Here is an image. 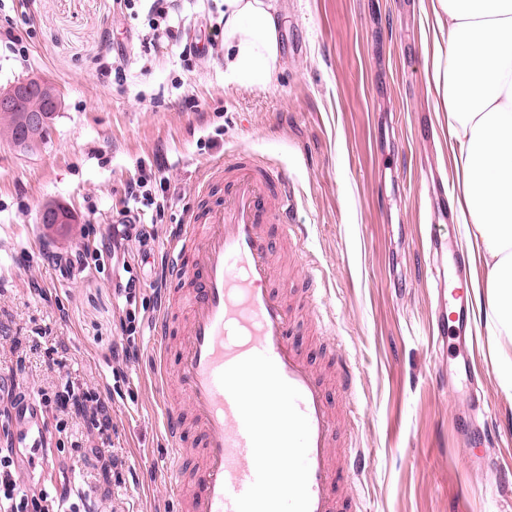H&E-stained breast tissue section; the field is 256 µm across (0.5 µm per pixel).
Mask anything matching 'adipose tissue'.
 <instances>
[{"mask_svg": "<svg viewBox=\"0 0 512 512\" xmlns=\"http://www.w3.org/2000/svg\"><path fill=\"white\" fill-rule=\"evenodd\" d=\"M427 81L448 115L461 173L458 218L471 225L484 269L486 317L512 335V0H430ZM224 65L242 83L270 78L280 60L276 0H224Z\"/></svg>", "mask_w": 512, "mask_h": 512, "instance_id": "1", "label": "adipose tissue"}]
</instances>
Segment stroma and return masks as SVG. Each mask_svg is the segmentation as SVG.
<instances>
[{
    "label": "stroma",
    "mask_w": 512,
    "mask_h": 512,
    "mask_svg": "<svg viewBox=\"0 0 512 512\" xmlns=\"http://www.w3.org/2000/svg\"><path fill=\"white\" fill-rule=\"evenodd\" d=\"M281 58L270 80L243 84L224 73V48L184 62L177 47L144 49L142 20L124 0H0V25L23 36L26 56L0 41V85L31 72L57 84L64 107L41 151L0 139V345L28 347V383L49 387L112 383V349L122 341L111 262L94 261L125 189L154 170L166 188L149 253L132 251L144 316L112 399L113 428L81 438L54 406L44 409L60 467L25 464L23 475L61 484L85 478L99 492L95 512H188L175 496L160 402L175 383L153 373L159 314L153 288L160 243L185 223L205 167L247 150L272 159L294 189L305 251L275 255L277 287L303 296V268L317 290L315 334L334 341L352 375L342 440L361 449L347 481L361 512H506L512 499V394L499 381L512 342L474 316L466 355L493 414L479 433L487 473L468 467L458 437L455 393L463 376L434 323L427 226L466 239L455 217L434 221L460 177L444 113L427 85L430 26L422 0H278ZM223 0H179L188 35L212 34ZM123 56L127 80L112 79ZM50 201L78 216L67 235L38 221ZM84 253L79 272L62 257ZM111 448L121 479L93 468L82 448Z\"/></svg>",
    "instance_id": "1"
}]
</instances>
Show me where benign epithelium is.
I'll return each instance as SVG.
<instances>
[{"mask_svg":"<svg viewBox=\"0 0 512 512\" xmlns=\"http://www.w3.org/2000/svg\"><path fill=\"white\" fill-rule=\"evenodd\" d=\"M59 89L37 74L0 86V136L23 153L39 151L49 140L54 120L63 108ZM76 214L65 204L53 202L39 213V223L61 230L76 223Z\"/></svg>","mask_w":512,"mask_h":512,"instance_id":"7a95c632","label":"benign epithelium"}]
</instances>
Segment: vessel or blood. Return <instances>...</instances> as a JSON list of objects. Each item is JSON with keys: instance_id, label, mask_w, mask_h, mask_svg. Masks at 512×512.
<instances>
[{"instance_id": "b4317fda", "label": "vessel or blood", "mask_w": 512, "mask_h": 512, "mask_svg": "<svg viewBox=\"0 0 512 512\" xmlns=\"http://www.w3.org/2000/svg\"><path fill=\"white\" fill-rule=\"evenodd\" d=\"M293 187L279 168L241 151L212 164L197 203L164 248L167 305L153 334L167 340L181 304L186 338L176 358L160 350L157 375L174 373L180 397L164 398L174 472L196 439L189 512H343L339 474L357 472L361 454L340 448L328 387L293 336L295 315L273 288L276 245L298 237ZM444 333L467 329L469 303L442 263L430 265ZM18 417L17 444L39 448L34 397Z\"/></svg>"}]
</instances>
